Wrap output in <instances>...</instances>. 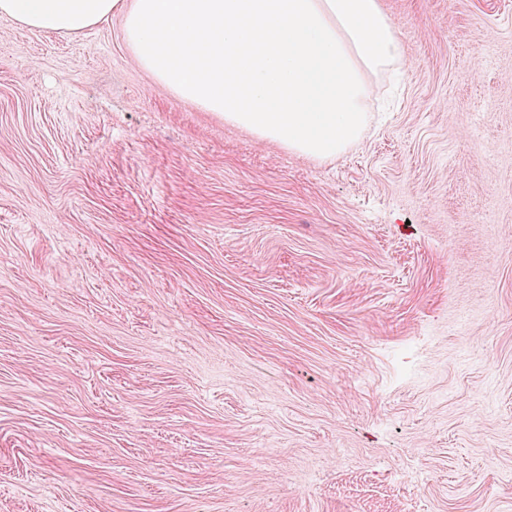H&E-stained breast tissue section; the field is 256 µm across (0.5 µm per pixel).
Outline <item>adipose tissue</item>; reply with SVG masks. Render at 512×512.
<instances>
[{
	"instance_id": "1",
	"label": "adipose tissue",
	"mask_w": 512,
	"mask_h": 512,
	"mask_svg": "<svg viewBox=\"0 0 512 512\" xmlns=\"http://www.w3.org/2000/svg\"><path fill=\"white\" fill-rule=\"evenodd\" d=\"M42 33L117 17L138 64L183 99L322 161L355 143L370 76L401 64L382 0H0Z\"/></svg>"
}]
</instances>
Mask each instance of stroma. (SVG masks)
<instances>
[{"label":"stroma","mask_w":512,"mask_h":512,"mask_svg":"<svg viewBox=\"0 0 512 512\" xmlns=\"http://www.w3.org/2000/svg\"><path fill=\"white\" fill-rule=\"evenodd\" d=\"M383 3L325 162L0 16V512H512V0Z\"/></svg>","instance_id":"stroma-1"}]
</instances>
